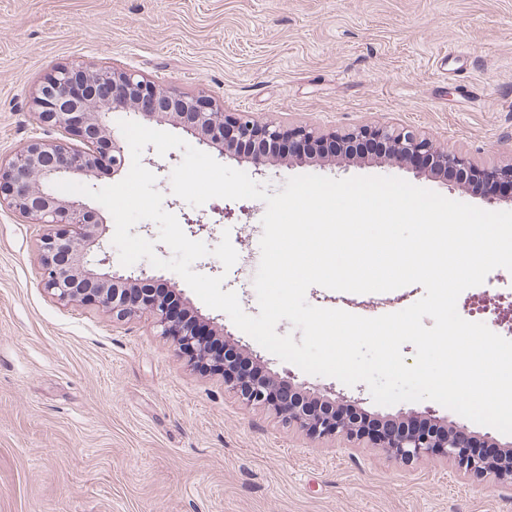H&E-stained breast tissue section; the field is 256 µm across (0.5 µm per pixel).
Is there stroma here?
Returning a JSON list of instances; mask_svg holds the SVG:
<instances>
[{
    "mask_svg": "<svg viewBox=\"0 0 512 512\" xmlns=\"http://www.w3.org/2000/svg\"><path fill=\"white\" fill-rule=\"evenodd\" d=\"M465 47L460 59L449 49ZM72 63L132 71L258 123L306 124L327 133L408 125L440 150L480 165L512 162V0H0V160L39 127L31 94ZM269 192L293 176H394L479 208L472 190L403 166L357 160L250 163L211 149ZM179 149L144 150L163 207L202 218L195 241L229 236L231 269L212 255L196 272L224 275L243 311L257 315L266 206L220 200L235 215L216 223L212 203L173 194ZM48 228L0 207V512H512V480L460 473L454 462L404 463L366 438L312 439L270 407H250L222 376L189 366L147 317L64 303L42 284ZM129 274H160L192 315L224 327L244 353L276 373L345 397L379 417L433 411L467 436L512 449V435L430 401L380 406L366 384L309 375L262 348L224 312L208 308L176 273L141 260ZM424 295L412 284L355 295L312 286L309 304L376 317ZM481 300L512 318V272L491 271L458 301Z\"/></svg>",
    "mask_w": 512,
    "mask_h": 512,
    "instance_id": "1",
    "label": "stroma"
}]
</instances>
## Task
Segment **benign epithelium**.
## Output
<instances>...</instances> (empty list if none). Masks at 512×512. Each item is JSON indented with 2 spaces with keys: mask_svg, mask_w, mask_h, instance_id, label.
<instances>
[{
  "mask_svg": "<svg viewBox=\"0 0 512 512\" xmlns=\"http://www.w3.org/2000/svg\"><path fill=\"white\" fill-rule=\"evenodd\" d=\"M37 122L50 126L62 135L56 141L31 139L8 163L0 161V207L3 205L51 228L41 244L42 283L59 300L79 301L106 308L118 320L136 314H148L164 336L173 339L178 352L195 358V339L180 324L167 305L145 288L135 301L127 289L136 279L119 272L96 271L91 249L98 244L99 224L92 220V210L81 197H62L54 191L55 183L72 179L88 180L94 176L100 148H112V170L124 164V148L114 134L111 115L128 112L157 124L179 125L186 134L208 147L221 145L230 150L237 141L252 148V163L264 166L269 159L281 157L280 147L288 145L289 155L302 158L304 150L327 147V159L342 164L356 158L357 145L378 143L380 161H408L425 157L428 165L417 173L440 174L453 171L461 175L512 182V164L480 167L463 154L439 152L420 133L410 127L362 125L347 133L319 134L308 126L285 128L259 124L235 112H219L211 98L201 92L188 96L175 88L160 89L134 73L102 69L88 65L64 66L47 75L32 96ZM76 139L84 145L77 149L69 143ZM236 351H224V359L210 369L224 377V384L248 405H267L277 409L288 424L312 439L345 432L357 433L354 425L340 423L331 412L311 411L302 383H288L297 397L282 404L273 399L271 378L252 377L235 370ZM377 447L402 462L424 457L453 460L460 469L475 477L486 472L489 460L466 450V434L457 430L451 439L441 440L428 431L394 430L372 438Z\"/></svg>",
  "mask_w": 512,
  "mask_h": 512,
  "instance_id": "7a95c632",
  "label": "benign epithelium"
}]
</instances>
